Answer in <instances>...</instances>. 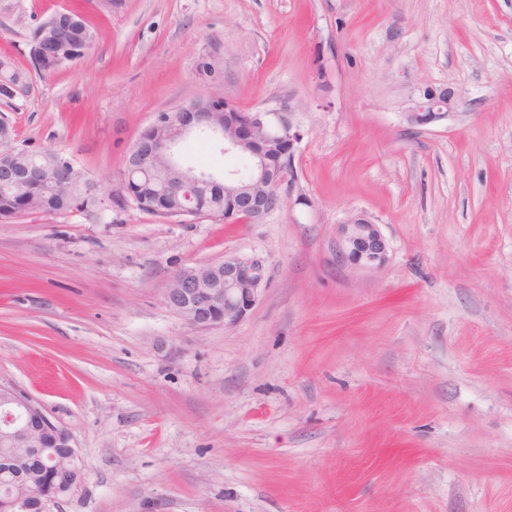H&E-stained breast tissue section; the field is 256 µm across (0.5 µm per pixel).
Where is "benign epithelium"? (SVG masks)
I'll return each mask as SVG.
<instances>
[{
  "label": "benign epithelium",
  "mask_w": 512,
  "mask_h": 512,
  "mask_svg": "<svg viewBox=\"0 0 512 512\" xmlns=\"http://www.w3.org/2000/svg\"><path fill=\"white\" fill-rule=\"evenodd\" d=\"M460 95L452 88L428 86L419 91L405 119L421 126L445 120L458 106ZM249 128L259 129L264 136L286 144V153H293L300 140V131L292 121L268 111L243 112L233 102L220 95H211L175 109L158 112L140 134L124 159L121 177L113 190L110 203L122 206L133 202L128 180L150 167L151 160L164 161L179 172L169 190L179 192L186 200V210L176 217L194 215L196 199L202 188L215 182L224 184L226 224H259L270 213L266 200L274 196L279 201L292 190L285 188L284 168L273 169L271 159L262 152L251 150L247 141L226 132L237 119ZM203 134L222 146L224 153L250 158L251 170L243 179L228 171L220 177L204 178L196 170L184 167L176 160L178 146L192 134ZM65 166L54 168L35 166L18 168L11 151L0 148V184L10 186L17 180L35 187L55 182ZM340 261L359 269H376L388 261V242L380 225L363 214H357L338 225ZM266 284V270L258 258L236 254L224 260L202 266L186 267L176 272L164 295L165 305L196 328L215 325L231 326L255 307ZM26 451L28 462L41 467L58 466L65 459L78 466L81 459L69 434L51 423L42 409L19 391L0 385V438ZM51 492L29 498L22 494L0 499V512H43Z\"/></svg>",
  "instance_id": "7a95c632"
}]
</instances>
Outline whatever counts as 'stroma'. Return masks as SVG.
<instances>
[{
    "instance_id": "obj_1",
    "label": "stroma",
    "mask_w": 512,
    "mask_h": 512,
    "mask_svg": "<svg viewBox=\"0 0 512 512\" xmlns=\"http://www.w3.org/2000/svg\"><path fill=\"white\" fill-rule=\"evenodd\" d=\"M82 2L91 49L45 77L34 28ZM18 148L111 196L155 113L213 94L291 118L294 194L259 224L101 205L0 222V384L66 430L82 482L45 512H512V0H0ZM211 74H202L201 62ZM461 102L410 125L422 87ZM185 161L247 169L203 137ZM389 259L337 261L352 214ZM234 254L239 323L165 306ZM265 284L263 261L236 254L176 272L164 303L196 328L226 327L244 319L255 307Z\"/></svg>"
}]
</instances>
